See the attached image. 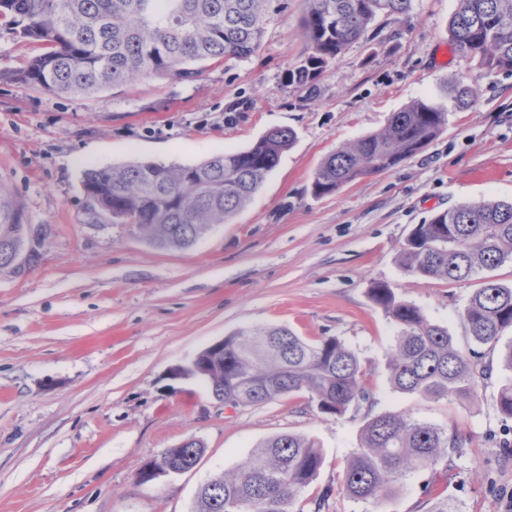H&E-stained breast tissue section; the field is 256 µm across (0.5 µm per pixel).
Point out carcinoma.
I'll return each instance as SVG.
<instances>
[{
    "label": "carcinoma",
    "instance_id": "cac0c4a2",
    "mask_svg": "<svg viewBox=\"0 0 512 512\" xmlns=\"http://www.w3.org/2000/svg\"><path fill=\"white\" fill-rule=\"evenodd\" d=\"M306 53L288 70V85L316 91L320 75L347 46L359 40L382 13L405 15L412 0H304ZM278 0H0V21L42 52L16 70L0 71L28 89L56 95L95 97L101 92L156 76L188 81L194 64L251 59L260 48ZM456 52L489 71H512V0H458L448 20ZM450 97L459 109L476 98L457 82ZM448 124V109L415 100L388 118L379 131L341 145L321 163L312 193L333 194L344 185L388 171L423 151ZM295 141L290 128H273L250 147L225 151L191 165L154 161L93 167L84 172L86 210L102 224H141L151 245L186 248L215 224L245 208ZM25 206L0 181V273L15 277L34 270L51 234L48 224L28 227ZM27 263H14L18 248ZM512 261V201L463 203L414 227L402 249V269L424 279L463 282ZM370 298L396 327L387 354L390 382L402 393L430 398L476 395L474 349H458L448 327L432 322L418 306L398 299L385 283ZM461 318L478 346H496L512 329V286L485 277L467 300ZM202 381L212 398L240 406L262 405L306 389L319 413L342 416L368 398L356 354L336 336L309 341L287 328H243L203 352ZM496 407L512 418V381L498 391ZM445 429L397 413L369 418L360 447L343 471L342 490L354 501L396 493L411 473L432 470L455 451ZM204 452L190 439L166 449L146 467L183 473ZM322 464L316 442L283 433L257 446L232 472L202 485L193 512H291L295 497Z\"/></svg>",
    "mask_w": 512,
    "mask_h": 512
}]
</instances>
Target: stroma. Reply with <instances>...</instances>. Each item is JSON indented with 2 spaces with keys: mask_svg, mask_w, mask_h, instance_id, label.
I'll use <instances>...</instances> for the list:
<instances>
[{
  "mask_svg": "<svg viewBox=\"0 0 512 512\" xmlns=\"http://www.w3.org/2000/svg\"><path fill=\"white\" fill-rule=\"evenodd\" d=\"M455 7L412 0L408 15L378 17L312 94L285 81L306 48L303 0L273 14L251 60L203 64L189 81L148 77L83 99L0 80V180L30 223L52 228L35 270L0 274V512H192L202 484L288 432L314 438L323 453L292 512H314L322 496L323 512H429L438 496L462 512H512V419L496 408L512 372L501 347H483L492 374L471 400L395 391L386 354L396 328L369 294L387 283L447 326L457 348H471L461 313L480 280H424L401 267L406 238L435 213L512 200V72L448 52ZM458 80L478 98L449 111L422 152L312 194L315 170L336 147L380 130L414 100L447 103ZM275 127L295 130L293 148L244 209L190 248L156 249L85 209L88 168L195 164ZM252 326L339 337L366 371L368 401L331 417L302 391L230 410L202 381L170 378L172 367ZM385 412L443 427L461 446L394 496L350 500L344 467L366 419ZM190 438L206 446L195 468L137 482L147 461Z\"/></svg>",
  "mask_w": 512,
  "mask_h": 512,
  "instance_id": "1",
  "label": "stroma"
}]
</instances>
